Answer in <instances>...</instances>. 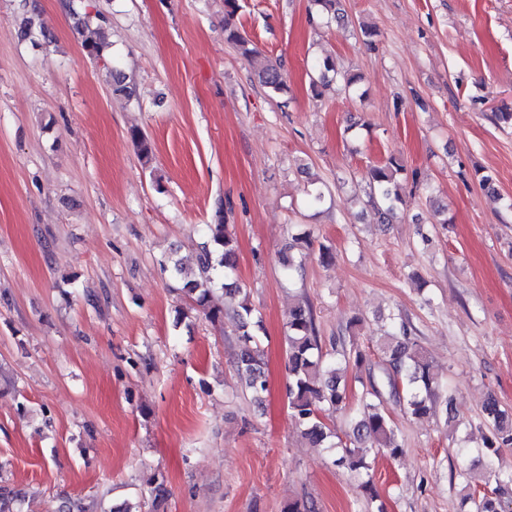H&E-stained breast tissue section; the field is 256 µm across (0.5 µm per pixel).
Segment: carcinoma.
Returning a JSON list of instances; mask_svg holds the SVG:
<instances>
[{"label": "carcinoma", "mask_w": 512, "mask_h": 512, "mask_svg": "<svg viewBox=\"0 0 512 512\" xmlns=\"http://www.w3.org/2000/svg\"><path fill=\"white\" fill-rule=\"evenodd\" d=\"M30 16L24 21L20 35L32 43L47 38L46 31L39 23L40 11L36 0H25ZM316 15L330 23L344 20L337 8V0H311ZM241 9L240 0H224V35L240 55L251 63L257 62L259 52L248 37L242 33L232 19ZM74 32L80 39L83 51L91 59L103 64L112 87V95L127 101L137 99L135 80L123 70L111 65V43L108 40L106 18L100 13L84 12L78 18ZM314 75L310 77L312 91L319 95L322 90L336 84L340 90L350 94L355 91L360 76L336 69L329 57L313 65ZM258 81L268 91L278 96L286 89L279 68L271 65L262 67L256 73ZM130 137L138 148V157L148 167L154 158V146L139 129L130 130ZM406 168L391 156L368 170V191L366 205L370 207L382 224H390L399 207L406 204L403 182ZM208 241L196 257L195 270L187 276L183 289L195 304L196 310L213 322L224 321V309L211 305L215 287L224 289L225 294L240 297L233 311L232 320L238 333L239 356L237 371L245 386L257 400L267 391L264 370L263 348L260 336L255 334L258 326L255 309L246 292L233 280L236 263L237 239L227 224L224 207L218 206L214 223L205 225ZM288 346V403L291 417L302 428L304 437L313 445L335 450L334 464L347 468L360 480V489L370 497L377 496L367 455L373 448H381L395 458L403 448L383 407L382 394L375 383L362 393L363 409L355 418L349 444L340 446L332 441L331 430L322 416L327 411L346 408L349 396L341 385L339 371L353 363L360 368L366 357L356 349L340 353L333 361L323 358L322 346L314 322L312 310L307 305L294 306L287 321ZM410 329L404 322L391 321L389 330L381 338V347L386 355L391 373L388 385L390 394L402 402L412 415L421 417L429 413V401L439 387L438 378L432 366L416 344L411 342ZM483 424L486 433L483 447L476 449L477 457L497 455L503 448L512 447V412L502 408L496 401L488 402L483 409ZM152 484L153 505L161 508L167 502L170 492L165 481L154 476ZM17 493L0 485V512H15ZM460 512H512V504L498 496L484 495L477 499L467 493L463 495Z\"/></svg>", "instance_id": "carcinoma-1"}]
</instances>
